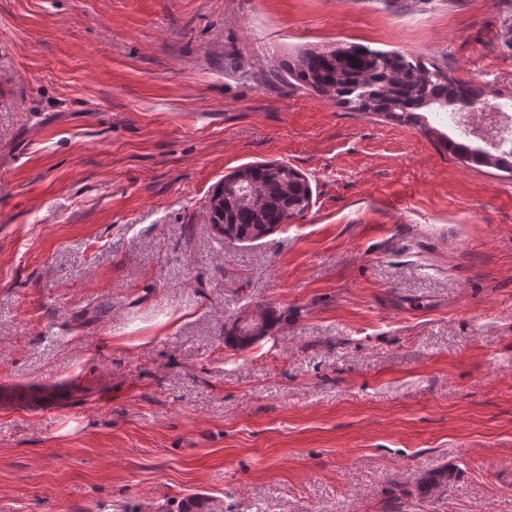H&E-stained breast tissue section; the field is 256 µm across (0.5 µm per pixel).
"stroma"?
Returning a JSON list of instances; mask_svg holds the SVG:
<instances>
[{
    "label": "stroma",
    "instance_id": "35a3bbf8",
    "mask_svg": "<svg viewBox=\"0 0 512 512\" xmlns=\"http://www.w3.org/2000/svg\"><path fill=\"white\" fill-rule=\"evenodd\" d=\"M338 47L512 95V0H0V512H512V175L300 87ZM263 162L310 206L226 240Z\"/></svg>",
    "mask_w": 512,
    "mask_h": 512
}]
</instances>
